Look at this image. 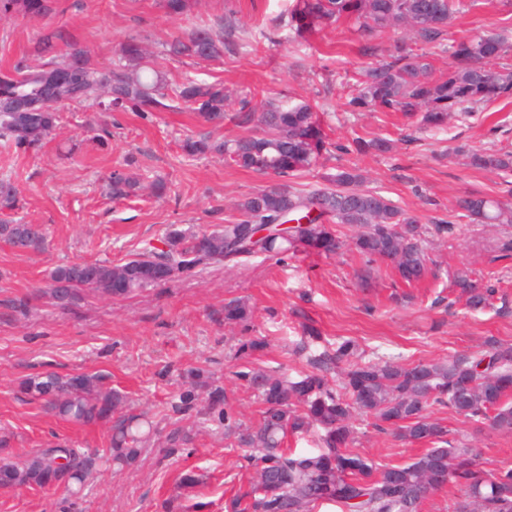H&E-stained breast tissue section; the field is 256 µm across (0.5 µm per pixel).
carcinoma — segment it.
<instances>
[{
	"mask_svg": "<svg viewBox=\"0 0 512 512\" xmlns=\"http://www.w3.org/2000/svg\"><path fill=\"white\" fill-rule=\"evenodd\" d=\"M196 0H162L170 15L189 14ZM465 0H295L290 11L292 39L323 32L341 20L363 35L381 36L404 27L415 37L438 40ZM51 0H0V18L14 15L46 16ZM65 50H58V45ZM224 28L197 25L165 43L172 60L216 61L224 56ZM39 50L50 59L37 67L15 66L0 72V148L30 150L43 144L59 127L60 107L93 101L107 111L151 112L164 108L163 99L183 104L207 125H220L227 116L230 93L221 80L186 78L165 93V75L149 61L147 49L134 39L121 43L112 67L100 68L76 43L58 31L39 41ZM512 52L503 35L490 31L474 38L455 40L448 48V70L438 71L423 52L405 45L366 68L356 80L347 102L351 111L372 107L381 112H401L419 125L442 129L455 113L468 116L484 103L512 91V70L493 72L487 64ZM242 133L218 139L209 132L189 137L182 150L189 156L216 155L229 166L285 179L255 191L235 203L237 215L222 227L189 233L171 228L162 244L148 246L133 257L112 264L84 262L57 267L46 288L52 298L66 292V304L82 290L102 297L125 298L148 287L172 282L208 267H238L262 252L286 258L299 251L333 255L345 248L355 251L362 265L355 271L366 285L373 278L374 263L388 260L400 279L413 284L425 278L429 258L426 234L454 231L453 224L426 227L416 217L381 192L364 187L357 167L342 168L325 178L321 188H298L286 179L315 167L328 142L321 117L307 102L289 103L244 97L230 116ZM344 153L386 154L390 140L375 137L352 139V146L338 144ZM469 164L489 171H512V152L489 150L468 155ZM112 196L129 197L144 189L140 177L117 170L110 177ZM18 206L15 186L0 179V240L13 248L38 253L46 237L35 224L11 218ZM319 208L323 223L310 220L285 235L280 223L290 210L299 221ZM459 218L471 223H512V211L494 201L468 194L457 201ZM354 229L341 237L332 225ZM473 310L490 304L495 285H477L465 275L454 279ZM253 311L246 302H224V322L247 325ZM485 345L494 352L454 355L438 361L402 363L392 359L370 360L356 355L349 340L308 358L309 369L296 377L286 373L245 368L233 376L250 389L260 404L254 426L243 428L227 411L225 389L213 382L190 383L171 405L175 414L193 411L200 390L207 392L204 415L224 426L226 436L258 451L256 475L248 490L225 503L227 512H310L321 501H334L344 512H420L431 494L449 484L461 495L452 512H512V469L488 470L476 459L474 449L457 448L448 440V429L434 417V408L448 410L475 424L489 420L504 433H512V348H500L490 338ZM341 370L331 383L327 373ZM24 393L42 408L67 421L89 425L113 419L110 460L121 470L133 464L153 434L145 416L117 415L126 396L96 374L62 376L45 372L23 382ZM373 420L380 433L392 432L408 443L429 447L411 462L376 463L354 449V414ZM317 434L316 451L289 454L283 448L288 434ZM95 459L68 445L44 448L21 462L0 459V487L46 488L67 483L75 489L78 476L90 474Z\"/></svg>",
	"mask_w": 512,
	"mask_h": 512,
	"instance_id": "obj_1",
	"label": "carcinoma"
}]
</instances>
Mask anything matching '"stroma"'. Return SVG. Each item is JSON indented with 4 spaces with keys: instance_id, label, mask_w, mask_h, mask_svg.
Listing matches in <instances>:
<instances>
[{
    "instance_id": "35a3bbf8",
    "label": "stroma",
    "mask_w": 512,
    "mask_h": 512,
    "mask_svg": "<svg viewBox=\"0 0 512 512\" xmlns=\"http://www.w3.org/2000/svg\"><path fill=\"white\" fill-rule=\"evenodd\" d=\"M292 0H199L188 18L169 19L160 0H53L48 16L0 20V71L16 64L37 65L46 33L62 31L67 41L88 48L101 68L112 65L118 44L143 41L165 71L168 82L184 76L223 80L233 97L307 101L329 113L330 143L353 137L389 138L394 149L384 156L323 155L303 174L302 183L322 184L339 167L357 165L365 185L380 190L420 223L454 221L457 198L478 193L512 205V172L493 173L469 166L466 151H512V96L501 98L472 116L449 119L447 130L413 129L399 112L367 109L350 112L346 78L360 74L391 54L406 38L392 30L365 39L348 23L296 42L290 30ZM234 15L235 46L222 60L194 64L162 56L173 35L201 23L216 24ZM496 31L512 41V0H474L457 15L442 42L417 41L435 67L447 69L445 45L463 37ZM374 53H366V46ZM112 133L109 147L92 142L90 122ZM201 125L185 107L162 112H103L84 105L63 111L52 140L19 153L0 151V178L19 192L14 216L40 225L49 247L41 254L21 253L0 241V437L8 448L0 456L20 461L56 444H69L104 456L111 426H80L43 412L23 394L20 383L37 373L101 374L127 397L126 412L147 414L154 440L136 466L113 472L97 463L84 495L70 504L64 486L47 489L0 488V512H224V503L247 489L254 475L249 449L190 412L172 414L170 403L199 369L225 387L237 419L250 425L259 404L251 390L233 377L239 340L260 338L265 345L250 356L252 367H279L296 374L309 355L324 345L352 340L365 353L399 361H431L454 353L482 350L487 338L512 347V258L500 246L512 239V224H469L451 235L432 237L428 245L431 274L408 285L388 262H377L371 287H359L356 253L332 256L303 252L279 261L270 255L250 258L234 268H210L198 275L148 288L125 299L79 293L68 309L39 294L56 266L81 261L116 262L159 242L170 226L209 231L232 214L243 196L272 178L225 166L216 157H189L179 142ZM140 174L143 182L163 178L162 196L149 190L113 199L108 178L113 171ZM476 283L500 282L493 306L472 310L455 288L458 272ZM30 297L21 316L12 300ZM240 299L254 310L249 328L224 322V303ZM437 417L451 437L476 448L482 466L512 468V434L484 427L473 434L469 423L445 408ZM182 429L187 442L166 455L168 434ZM353 448L380 464H402L421 454L392 434L377 432L370 419L354 417ZM188 470L201 474L202 486L179 487Z\"/></svg>"
}]
</instances>
